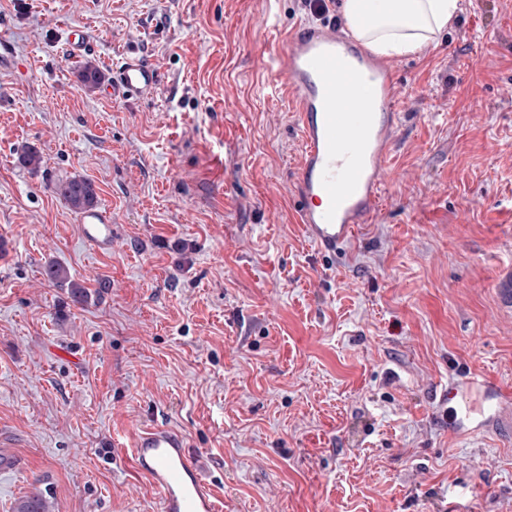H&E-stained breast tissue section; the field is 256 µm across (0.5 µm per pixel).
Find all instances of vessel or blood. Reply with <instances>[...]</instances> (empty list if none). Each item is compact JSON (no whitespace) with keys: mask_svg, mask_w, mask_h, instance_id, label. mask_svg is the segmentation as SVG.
<instances>
[{"mask_svg":"<svg viewBox=\"0 0 512 512\" xmlns=\"http://www.w3.org/2000/svg\"><path fill=\"white\" fill-rule=\"evenodd\" d=\"M275 91L294 103L301 156L293 191L297 222L324 254L343 250L380 206L401 118L396 67L333 23L297 25L271 48ZM112 86L129 98L153 94L159 73L128 55L112 65ZM84 240L112 247V212L78 216ZM448 431L461 437L512 428V394L476 376L448 381ZM134 468L160 494V512H224V503L191 456L185 435L165 424L132 432Z\"/></svg>","mask_w":512,"mask_h":512,"instance_id":"1","label":"vessel or blood"}]
</instances>
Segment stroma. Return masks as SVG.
<instances>
[{
	"instance_id": "1",
	"label": "stroma",
	"mask_w": 512,
	"mask_h": 512,
	"mask_svg": "<svg viewBox=\"0 0 512 512\" xmlns=\"http://www.w3.org/2000/svg\"><path fill=\"white\" fill-rule=\"evenodd\" d=\"M310 16L302 0H0V436L22 461L0 512L29 496L160 512L114 456L153 423L186 436L224 512H512V434L451 437L442 397L456 370L512 391V0H460L394 56L385 199L338 259L295 222L298 132L269 88L266 21ZM73 28L87 53L66 51ZM130 51L160 73L151 96L81 85ZM73 176L112 212L108 252L53 191ZM43 276L46 281L56 286L70 288V297L75 303H82L87 296L85 287L70 279L66 268L54 262L48 263L43 268Z\"/></svg>"
}]
</instances>
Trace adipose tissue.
<instances>
[{
	"label": "adipose tissue",
	"mask_w": 512,
	"mask_h": 512,
	"mask_svg": "<svg viewBox=\"0 0 512 512\" xmlns=\"http://www.w3.org/2000/svg\"><path fill=\"white\" fill-rule=\"evenodd\" d=\"M459 0H344L351 32L376 52L421 51L456 16Z\"/></svg>",
	"instance_id": "obj_1"
}]
</instances>
